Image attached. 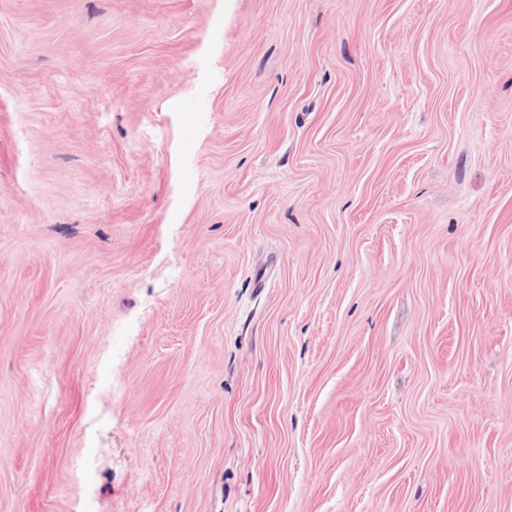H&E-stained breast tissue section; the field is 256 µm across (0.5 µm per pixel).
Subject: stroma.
<instances>
[{"label":"stroma","instance_id":"obj_1","mask_svg":"<svg viewBox=\"0 0 512 512\" xmlns=\"http://www.w3.org/2000/svg\"><path fill=\"white\" fill-rule=\"evenodd\" d=\"M0 512H512V0H0Z\"/></svg>","mask_w":512,"mask_h":512}]
</instances>
